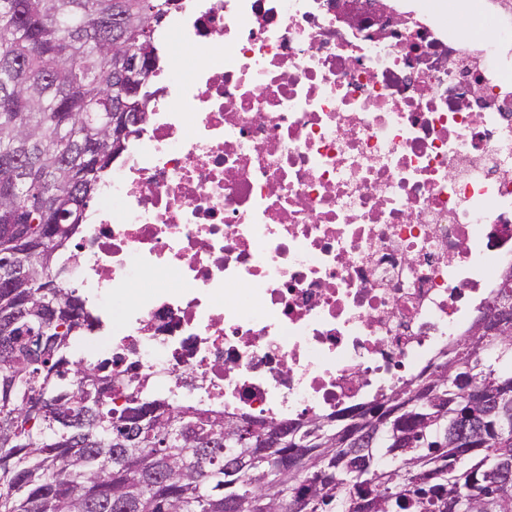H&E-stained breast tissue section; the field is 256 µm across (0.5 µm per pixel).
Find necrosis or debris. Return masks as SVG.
<instances>
[{
    "instance_id": "obj_1",
    "label": "necrosis or debris",
    "mask_w": 512,
    "mask_h": 512,
    "mask_svg": "<svg viewBox=\"0 0 512 512\" xmlns=\"http://www.w3.org/2000/svg\"><path fill=\"white\" fill-rule=\"evenodd\" d=\"M501 3L461 40L406 0H180L60 260L98 300L83 363L262 423L414 384L512 271Z\"/></svg>"
}]
</instances>
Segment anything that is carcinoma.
Listing matches in <instances>:
<instances>
[{"label": "carcinoma", "instance_id": "obj_1", "mask_svg": "<svg viewBox=\"0 0 512 512\" xmlns=\"http://www.w3.org/2000/svg\"><path fill=\"white\" fill-rule=\"evenodd\" d=\"M172 0H0V269L26 233L38 273L29 288H0V512H512V334L492 356L463 343L468 383L498 398V412L459 395L457 370L428 383L440 404L382 413L379 438L343 443L347 425L314 415L288 427L310 440L273 446L270 430L246 420L230 433L224 416L171 409L112 380L107 361L73 358L92 329L85 302L64 285L59 256L85 223L105 170L125 149L96 160L112 114L145 104L113 94L121 66L112 38L150 48ZM36 226L17 228L15 206ZM81 320L42 327L43 296ZM125 404L112 405V393ZM491 429L463 455L445 432L456 409ZM382 453H377V449ZM231 471H226V468Z\"/></svg>", "mask_w": 512, "mask_h": 512}]
</instances>
